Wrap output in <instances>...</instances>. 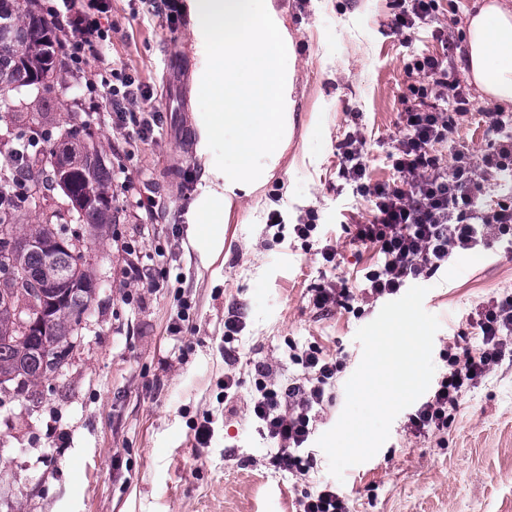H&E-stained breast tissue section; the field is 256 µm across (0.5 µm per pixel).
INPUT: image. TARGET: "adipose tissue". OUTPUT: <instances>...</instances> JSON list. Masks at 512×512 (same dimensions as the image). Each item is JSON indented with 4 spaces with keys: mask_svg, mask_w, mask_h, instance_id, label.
Returning a JSON list of instances; mask_svg holds the SVG:
<instances>
[{
    "mask_svg": "<svg viewBox=\"0 0 512 512\" xmlns=\"http://www.w3.org/2000/svg\"><path fill=\"white\" fill-rule=\"evenodd\" d=\"M465 65L485 100L512 106V7L483 0L467 24Z\"/></svg>",
    "mask_w": 512,
    "mask_h": 512,
    "instance_id": "1",
    "label": "adipose tissue"
}]
</instances>
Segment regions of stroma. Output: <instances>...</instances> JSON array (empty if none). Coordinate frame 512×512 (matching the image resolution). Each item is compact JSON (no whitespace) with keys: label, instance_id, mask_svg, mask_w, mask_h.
Wrapping results in <instances>:
<instances>
[{"label":"stroma","instance_id":"35a3bbf8","mask_svg":"<svg viewBox=\"0 0 512 512\" xmlns=\"http://www.w3.org/2000/svg\"><path fill=\"white\" fill-rule=\"evenodd\" d=\"M480 2L441 0L437 25L396 36L387 27L392 0H270L295 51L293 126L271 177L232 198L219 216L224 248L212 256L201 248L209 227L197 222L199 206L224 181L210 169L200 121L204 38L193 12L171 24L146 6L133 11L127 0H112L106 57L147 90L137 106L161 111L163 132L117 170L112 151L123 145V131L102 123L85 87L63 71L69 90L51 102L50 115L57 125L72 114L90 124L114 167L120 221L111 236L86 242L99 294L57 378L30 395L0 393V512H299L303 493L330 480L328 457L314 442L308 475L269 465L275 445L249 415L253 364L268 363L284 384L302 372L291 348L313 343L340 358L334 401L315 432L335 426L362 358L356 333L382 308L357 299L323 315L308 303L313 288L336 277L357 288L376 260L344 230L369 219L370 204L339 177L336 147L361 129L372 182L392 179L387 155L402 126L404 65L444 53L469 86L466 21ZM439 27L453 47L442 49ZM173 50L191 80L181 103L165 96ZM131 181L158 200L152 223L141 222ZM310 223L319 239L307 244L293 227ZM324 238L338 252L335 262L320 254ZM129 243L166 265L168 278L153 288L128 278ZM426 285L424 308L440 322L433 344L439 379L447 352L479 346L470 311L512 291V250L454 255ZM233 316L243 329L228 342L224 323ZM228 376L239 381L229 400ZM207 419L213 434L203 446L195 427ZM338 488L352 512H512V358L464 394L447 433H416L399 413L377 454L348 467Z\"/></svg>","mask_w":512,"mask_h":512}]
</instances>
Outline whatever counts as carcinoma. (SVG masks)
I'll return each mask as SVG.
<instances>
[{"label":"carcinoma","instance_id":"1","mask_svg":"<svg viewBox=\"0 0 512 512\" xmlns=\"http://www.w3.org/2000/svg\"><path fill=\"white\" fill-rule=\"evenodd\" d=\"M39 0H0V99L14 92L47 82L36 92L35 101L46 106L57 86L53 53L55 25L38 7ZM47 118L45 112H16L12 120L26 132L30 124ZM88 125L70 122L64 133L71 150L80 157L76 165L50 162L46 169L44 151L35 148L23 162L41 173L42 188H60L70 199L78 223L85 233L71 237L61 231L57 211L42 212L39 224L0 222V255H13L11 270H0V386L14 382L26 391L43 380L56 377L65 356L73 348L81 318L93 305L97 283L86 268L85 236L102 238L117 223L112 210V172L94 143L84 140ZM52 272L66 277L54 298L58 306L44 311L43 301L34 297L35 285ZM43 322L39 334L25 330L23 321Z\"/></svg>","mask_w":512,"mask_h":512}]
</instances>
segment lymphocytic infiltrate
I'll return each instance as SVG.
<instances>
[{"label": "lymphocytic infiltrate", "instance_id": "obj_1", "mask_svg": "<svg viewBox=\"0 0 512 512\" xmlns=\"http://www.w3.org/2000/svg\"><path fill=\"white\" fill-rule=\"evenodd\" d=\"M439 9L440 0H395L389 27L403 33L435 21ZM109 10L108 0H58L47 13L60 28L59 46L75 78L84 80L98 111L125 132L126 143L134 144L161 128L163 115L138 109L143 89L106 61L103 50L112 42V25L103 16ZM405 73L403 128L387 155L396 174L393 182H371L361 132L338 147L340 177L372 203L370 219L356 222L353 235L355 242L378 251L377 265L364 274L362 296L367 300L397 295L431 278L457 253L512 241V114L482 112L485 149H457L444 156L434 147L451 140L470 116V95L436 56H414ZM494 192L501 199L491 207L487 198ZM475 324L478 349L449 354L447 374L408 417L414 431L447 430L464 392L512 356L511 294L481 305ZM293 359L304 374L283 388L269 382L268 366L255 364L250 413L259 432L278 445L271 464L304 475L310 461L302 451L319 413L333 400L327 386L343 367L315 346Z\"/></svg>", "mask_w": 512, "mask_h": 512}]
</instances>
